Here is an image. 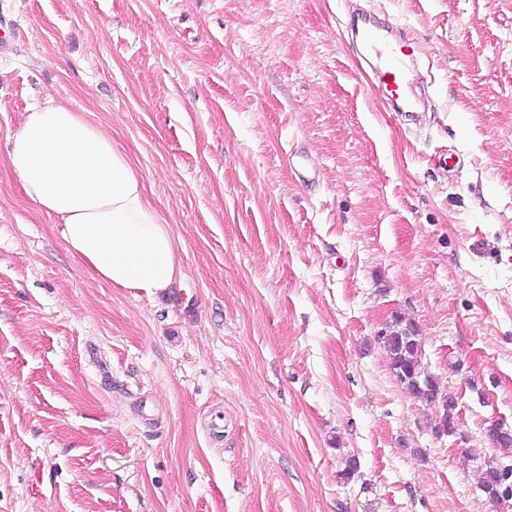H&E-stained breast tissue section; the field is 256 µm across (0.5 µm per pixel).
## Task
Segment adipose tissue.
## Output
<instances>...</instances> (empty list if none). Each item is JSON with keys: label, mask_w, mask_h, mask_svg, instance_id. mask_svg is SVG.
Masks as SVG:
<instances>
[{"label": "adipose tissue", "mask_w": 512, "mask_h": 512, "mask_svg": "<svg viewBox=\"0 0 512 512\" xmlns=\"http://www.w3.org/2000/svg\"><path fill=\"white\" fill-rule=\"evenodd\" d=\"M7 166L27 198L60 220L70 250L97 279L150 295L172 285L179 267L170 227L99 126L45 98L28 108Z\"/></svg>", "instance_id": "obj_1"}]
</instances>
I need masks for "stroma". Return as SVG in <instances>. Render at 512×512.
<instances>
[{
	"mask_svg": "<svg viewBox=\"0 0 512 512\" xmlns=\"http://www.w3.org/2000/svg\"><path fill=\"white\" fill-rule=\"evenodd\" d=\"M359 9L410 32L426 111L379 93ZM47 96L142 175L165 292L97 280L8 168ZM398 315L453 434L390 370ZM494 421L512 0H0V512H512L480 488L479 460L512 466Z\"/></svg>",
	"mask_w": 512,
	"mask_h": 512,
	"instance_id": "1",
	"label": "stroma"
}]
</instances>
